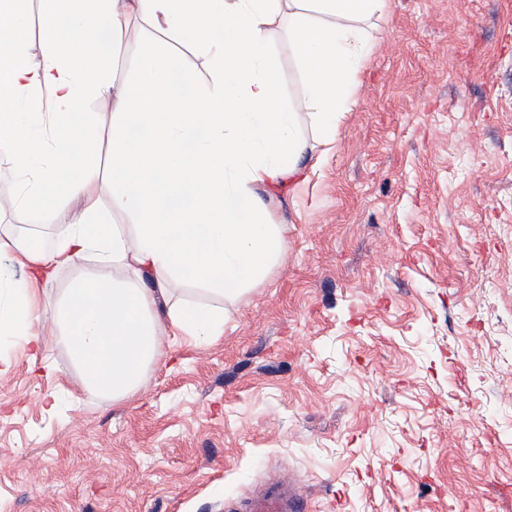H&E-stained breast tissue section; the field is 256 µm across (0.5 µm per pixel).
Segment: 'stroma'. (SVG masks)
<instances>
[{"instance_id": "obj_1", "label": "stroma", "mask_w": 512, "mask_h": 512, "mask_svg": "<svg viewBox=\"0 0 512 512\" xmlns=\"http://www.w3.org/2000/svg\"><path fill=\"white\" fill-rule=\"evenodd\" d=\"M336 142L267 198L285 258L224 334L167 337L121 404L0 346L9 512H225L288 475L306 512H512V0H390ZM156 38L131 26L115 91ZM285 103L309 109L276 37Z\"/></svg>"}]
</instances>
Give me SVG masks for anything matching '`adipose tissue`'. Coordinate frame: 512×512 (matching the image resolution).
<instances>
[{
	"instance_id": "ef3b65f1",
	"label": "adipose tissue",
	"mask_w": 512,
	"mask_h": 512,
	"mask_svg": "<svg viewBox=\"0 0 512 512\" xmlns=\"http://www.w3.org/2000/svg\"><path fill=\"white\" fill-rule=\"evenodd\" d=\"M30 0H0V159L15 184L13 208H81L48 240L0 228V340L41 350L43 312L33 282L81 265L52 306L56 341L85 392L121 403L143 386L172 327L199 342L224 333V308L280 263L288 227L270 223L262 193L313 171L301 133L335 142L373 52L364 24L389 0H42L46 51L31 64L20 28ZM168 37L191 34L213 80L200 86L169 49L150 53L140 96L112 114L108 167L98 121L82 101L105 98L132 22ZM288 37L308 76V114L286 108L274 30ZM128 216L112 223L111 213ZM18 263L24 279L5 265ZM112 267L113 277L99 274ZM201 282L217 302L186 303Z\"/></svg>"
}]
</instances>
